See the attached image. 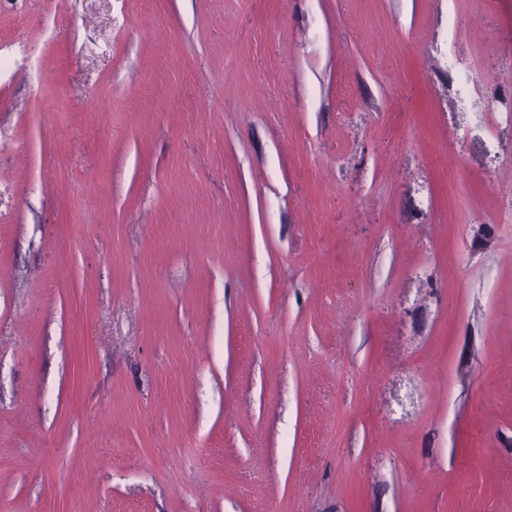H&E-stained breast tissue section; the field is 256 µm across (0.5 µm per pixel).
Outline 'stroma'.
I'll return each mask as SVG.
<instances>
[{
    "instance_id": "1",
    "label": "stroma",
    "mask_w": 512,
    "mask_h": 512,
    "mask_svg": "<svg viewBox=\"0 0 512 512\" xmlns=\"http://www.w3.org/2000/svg\"><path fill=\"white\" fill-rule=\"evenodd\" d=\"M511 108L512 0H0V512H512Z\"/></svg>"
}]
</instances>
